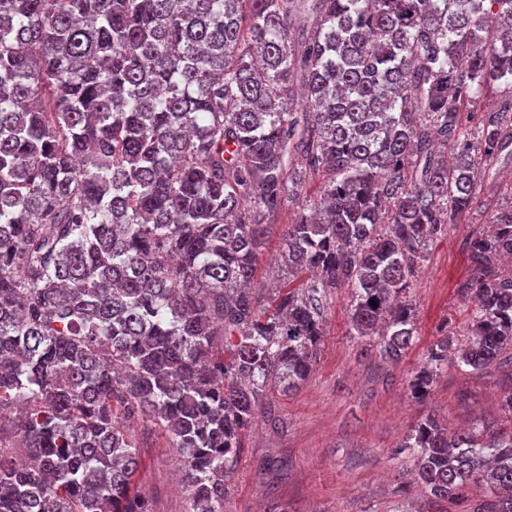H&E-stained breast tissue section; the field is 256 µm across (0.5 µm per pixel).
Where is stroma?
Segmentation results:
<instances>
[{"label":"stroma","mask_w":512,"mask_h":512,"mask_svg":"<svg viewBox=\"0 0 512 512\" xmlns=\"http://www.w3.org/2000/svg\"><path fill=\"white\" fill-rule=\"evenodd\" d=\"M481 195L486 207L468 223L449 225L410 286L418 333L400 359H385L369 339L349 335L348 295L333 296L308 382L290 395L273 392V421L258 419L245 433L224 512H263L271 500L285 512H419L420 491H399L405 463L396 450L411 426L431 411L452 432L475 420L493 430L505 426L501 403L512 390L510 346L478 371L449 360L426 402L407 394L443 320L457 331L454 344L464 342L473 308L457 291L469 274L466 244L490 223L496 205L512 201V161L498 165ZM133 431L145 461L139 486L153 512H186L167 436L138 423Z\"/></svg>","instance_id":"35a3bbf8"}]
</instances>
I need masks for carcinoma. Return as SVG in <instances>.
<instances>
[{
    "label": "carcinoma",
    "instance_id": "1",
    "mask_svg": "<svg viewBox=\"0 0 512 512\" xmlns=\"http://www.w3.org/2000/svg\"><path fill=\"white\" fill-rule=\"evenodd\" d=\"M504 157L512 0H0V512H151L134 422L170 434L187 512H224L244 432L308 381L336 290L349 334L400 359L428 243ZM503 257L512 202L468 240L474 371L512 345ZM397 454L425 512L475 483L466 512H512V427L429 412ZM294 210L293 206H286L282 211H280L278 216L270 222V224L276 226L271 229V234H269V237L264 244V249L259 255V268L261 271L258 277L259 281L269 282V280L272 279V271L274 270L272 269L273 259L277 253L280 242V229L282 224H287L293 218Z\"/></svg>",
    "mask_w": 512,
    "mask_h": 512
}]
</instances>
